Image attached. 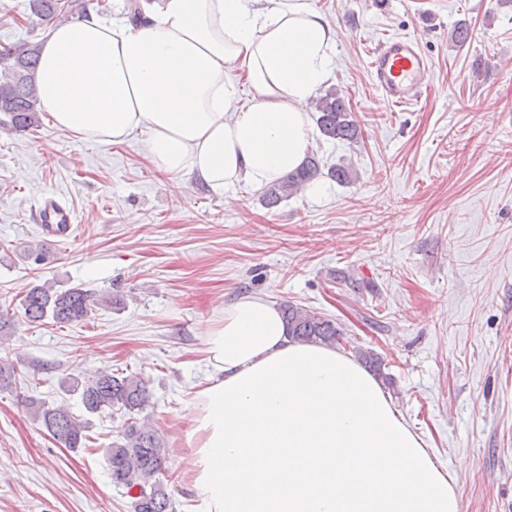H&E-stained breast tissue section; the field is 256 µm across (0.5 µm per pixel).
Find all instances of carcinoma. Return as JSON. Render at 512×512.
<instances>
[{"instance_id": "obj_1", "label": "carcinoma", "mask_w": 512, "mask_h": 512, "mask_svg": "<svg viewBox=\"0 0 512 512\" xmlns=\"http://www.w3.org/2000/svg\"><path fill=\"white\" fill-rule=\"evenodd\" d=\"M31 12L41 20L57 16L63 5L60 0H31ZM40 47L28 42L23 47L0 54V112L7 120L3 125L14 131H26L40 125V102L35 83ZM316 125L328 140L354 143L361 131L344 97L336 91L326 93L315 104ZM321 174L314 156L295 172L269 185L262 200L269 207L296 194ZM110 308L121 305L118 296L97 295L79 286L56 289L51 285L35 284L26 289L21 308L30 323L50 320L55 324L80 323L96 306ZM288 337L293 341L314 342L335 346L342 341L343 331L335 320L291 303L281 306ZM358 357L386 384L392 378L384 373L381 359L371 351H360ZM16 384V368L0 359V392ZM67 392L79 396L88 414L120 411L126 420L117 440L106 449L113 485L122 488L131 498L133 512H173L168 485L164 482V445L159 432L141 414L149 403L147 383L139 375H120L107 368L96 371L85 380L72 379ZM27 407L41 421L56 441L71 450L85 447L87 421L75 415L65 405L49 406L31 397Z\"/></svg>"}]
</instances>
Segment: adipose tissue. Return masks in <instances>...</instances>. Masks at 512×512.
Returning a JSON list of instances; mask_svg holds the SVG:
<instances>
[{"label": "adipose tissue", "mask_w": 512, "mask_h": 512, "mask_svg": "<svg viewBox=\"0 0 512 512\" xmlns=\"http://www.w3.org/2000/svg\"><path fill=\"white\" fill-rule=\"evenodd\" d=\"M140 8L135 23L91 11L52 25L36 85L58 129L84 142L143 134L154 170L218 194L303 164L308 104L336 57L314 0ZM203 336L211 375L187 431L203 512H459L454 481L352 356L289 341L277 306L255 296L225 304Z\"/></svg>", "instance_id": "adipose-tissue-1"}]
</instances>
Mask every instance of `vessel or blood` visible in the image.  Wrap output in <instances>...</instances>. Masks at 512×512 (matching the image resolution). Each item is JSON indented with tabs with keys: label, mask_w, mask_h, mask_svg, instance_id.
Wrapping results in <instances>:
<instances>
[{
	"label": "vessel or blood",
	"mask_w": 512,
	"mask_h": 512,
	"mask_svg": "<svg viewBox=\"0 0 512 512\" xmlns=\"http://www.w3.org/2000/svg\"><path fill=\"white\" fill-rule=\"evenodd\" d=\"M369 71L381 98L396 109L414 104L427 89L429 62L411 37H390L379 43L370 55ZM39 222L46 237L58 239L70 232L73 216L55 195L46 194L40 201Z\"/></svg>",
	"instance_id": "obj_1"
}]
</instances>
